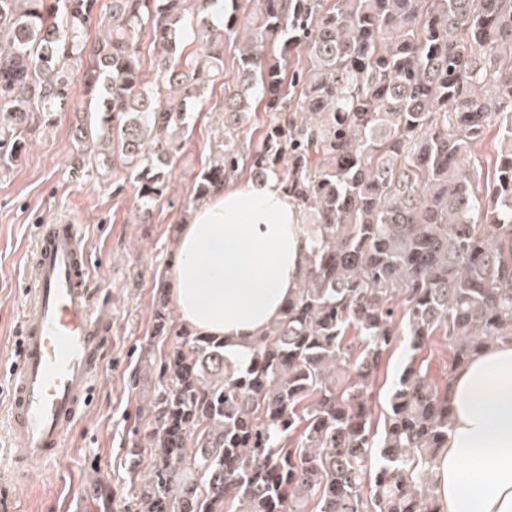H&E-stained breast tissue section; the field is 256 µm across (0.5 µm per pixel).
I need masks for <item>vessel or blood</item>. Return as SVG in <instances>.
Listing matches in <instances>:
<instances>
[{"mask_svg": "<svg viewBox=\"0 0 512 512\" xmlns=\"http://www.w3.org/2000/svg\"><path fill=\"white\" fill-rule=\"evenodd\" d=\"M29 302L9 380L10 436L20 450L13 475L64 450L112 348V309L91 286V260L80 225L36 227Z\"/></svg>", "mask_w": 512, "mask_h": 512, "instance_id": "vessel-or-blood-1", "label": "vessel or blood"}]
</instances>
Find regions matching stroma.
<instances>
[{
  "label": "stroma",
  "instance_id": "1",
  "mask_svg": "<svg viewBox=\"0 0 512 512\" xmlns=\"http://www.w3.org/2000/svg\"><path fill=\"white\" fill-rule=\"evenodd\" d=\"M236 45L224 42V75L195 103L189 142L175 176L149 223L138 221L132 187L74 168L76 132L87 96L75 85L72 104L55 125L34 127L22 161L0 171V512H63L72 490L83 491L99 512H136L140 481L153 466L147 439L146 394L161 383L169 339L155 333L159 298H172L177 255L175 225L184 223L196 174L212 159L224 127V87L234 76ZM67 218L82 224L91 272L112 308V352L93 402L69 436L64 456L37 463L15 481L17 452L7 430L8 377L29 284L26 264L34 227ZM410 351L401 343L380 366L369 401L382 412Z\"/></svg>",
  "mask_w": 512,
  "mask_h": 512
}]
</instances>
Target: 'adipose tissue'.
I'll return each mask as SVG.
<instances>
[{
  "label": "adipose tissue",
  "mask_w": 512,
  "mask_h": 512,
  "mask_svg": "<svg viewBox=\"0 0 512 512\" xmlns=\"http://www.w3.org/2000/svg\"><path fill=\"white\" fill-rule=\"evenodd\" d=\"M307 240L277 180L224 190L179 225L174 298L183 325L248 357L257 333L296 295ZM448 443L432 463L441 512H512V336L448 380Z\"/></svg>",
  "instance_id": "obj_1"
}]
</instances>
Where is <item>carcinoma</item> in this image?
Listing matches in <instances>:
<instances>
[{"label":"carcinoma","instance_id":"obj_1","mask_svg":"<svg viewBox=\"0 0 512 512\" xmlns=\"http://www.w3.org/2000/svg\"><path fill=\"white\" fill-rule=\"evenodd\" d=\"M96 3L0 0V168L80 81L97 106L76 160L125 174L147 222L234 35L224 141L192 203L245 170L273 177L310 241L296 296L244 360L157 308L172 341L138 512H439L431 466L448 399L415 352L441 333L452 373L512 335V0H259L242 29L248 0L227 16L224 0H112L90 42ZM257 97L267 123L252 144ZM493 125L482 176L466 156ZM404 336L414 355L377 430L371 382Z\"/></svg>","mask_w":512,"mask_h":512}]
</instances>
